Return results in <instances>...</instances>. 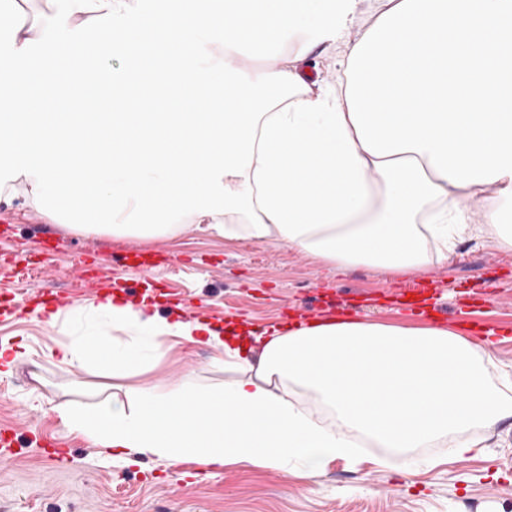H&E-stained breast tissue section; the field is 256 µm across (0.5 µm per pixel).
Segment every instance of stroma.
Instances as JSON below:
<instances>
[{
  "label": "stroma",
  "instance_id": "obj_1",
  "mask_svg": "<svg viewBox=\"0 0 512 512\" xmlns=\"http://www.w3.org/2000/svg\"><path fill=\"white\" fill-rule=\"evenodd\" d=\"M30 15L49 42L70 40L76 23L64 0H31ZM144 254L154 287L146 315L175 316V300L196 306L197 321L232 323L257 332L301 319L319 306L337 316L428 324V317L403 309L401 296H438L448 313L474 308L477 324L494 333L492 361L512 372V255L490 244L464 240L447 263H433L398 280L359 267L337 273L280 243L227 240L189 225L162 241L74 233L15 200L0 206V345L17 359L0 374V429L13 432L23 452L0 464V512H512V423L489 432L486 446L461 459L448 450L417 449L411 469L380 464L378 448L360 449V462H330L303 481L269 468L228 467L212 473L186 462L179 467L154 456L138 464L113 465L104 449L69 432L56 412L63 405L88 406L112 395L111 373L50 363L67 330L51 322L35 294L45 284L70 293L76 304L103 301L94 281L108 275L107 294L129 286L128 259ZM204 345L185 353L184 363H164L161 379L190 367L198 383L220 385L222 368L211 366ZM66 448L63 460L29 446L30 425Z\"/></svg>",
  "mask_w": 512,
  "mask_h": 512
}]
</instances>
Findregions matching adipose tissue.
<instances>
[{
  "instance_id": "obj_1",
  "label": "adipose tissue",
  "mask_w": 512,
  "mask_h": 512,
  "mask_svg": "<svg viewBox=\"0 0 512 512\" xmlns=\"http://www.w3.org/2000/svg\"><path fill=\"white\" fill-rule=\"evenodd\" d=\"M74 37L36 66L40 30L15 14L0 58V202L70 230L162 240L186 219L227 239L282 243L345 272L402 278L476 236L512 251V0H65ZM344 42L335 85L305 69ZM281 53L259 77L242 57ZM121 70L106 67L112 56ZM107 100L111 111L97 109ZM52 356L131 379L61 406V424L130 465L155 456L308 478L360 443L388 466L419 448L479 447L512 420L491 338L352 317L244 338L112 301L66 313ZM205 344L224 384L146 375Z\"/></svg>"
}]
</instances>
